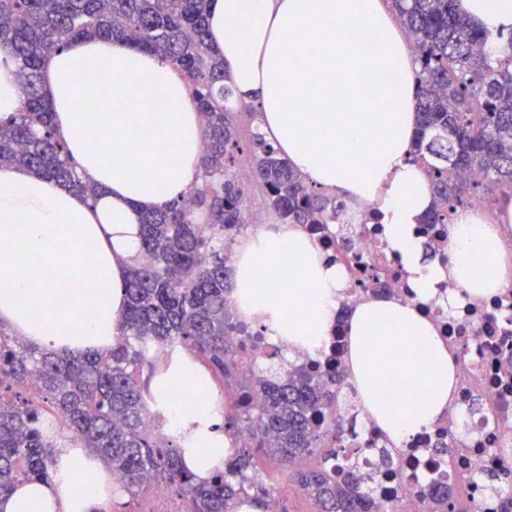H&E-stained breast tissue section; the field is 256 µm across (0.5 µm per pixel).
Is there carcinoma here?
Here are the masks:
<instances>
[{
  "mask_svg": "<svg viewBox=\"0 0 512 512\" xmlns=\"http://www.w3.org/2000/svg\"><path fill=\"white\" fill-rule=\"evenodd\" d=\"M211 0H0V48L17 63L24 99L0 119V169L26 166L90 197L57 132L41 88L46 57L74 40L104 37L160 54L183 71L203 123L200 175L189 195L142 218L137 259L125 282L124 336L110 350L78 356L47 352L0 328V496L21 481L49 483L56 448L48 418L67 426L99 456L117 485L134 495L148 480L176 487L187 512H234L244 498L268 497L264 483L243 488L256 469L252 448L224 460V471L198 484L178 448L145 425L143 366L180 346L210 374L238 385L236 403L221 406L224 429L258 419L253 448L288 462L318 448L333 427L326 465L295 471L320 512H367V491L352 473L336 478L341 424L327 422L344 383L340 373L242 376L225 344L236 330L226 300L224 233L249 224L244 188L233 174L245 156L282 224H334L347 204L309 184L261 131L252 111L250 137L234 120L224 59L208 45ZM420 71L411 160L426 164L433 203L425 223L446 224L467 190L512 192V29L490 33L462 17L456 0H391ZM421 512H461L448 488L420 502Z\"/></svg>",
  "mask_w": 512,
  "mask_h": 512,
  "instance_id": "carcinoma-1",
  "label": "carcinoma"
}]
</instances>
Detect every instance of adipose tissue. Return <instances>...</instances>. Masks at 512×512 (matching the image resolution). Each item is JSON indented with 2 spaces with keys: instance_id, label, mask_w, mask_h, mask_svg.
Masks as SVG:
<instances>
[{
  "instance_id": "adipose-tissue-1",
  "label": "adipose tissue",
  "mask_w": 512,
  "mask_h": 512,
  "mask_svg": "<svg viewBox=\"0 0 512 512\" xmlns=\"http://www.w3.org/2000/svg\"><path fill=\"white\" fill-rule=\"evenodd\" d=\"M457 8L490 32L512 28V0H457ZM209 30L236 102L258 110L267 137L313 185L350 204H376L423 297L449 279L475 300L498 294L512 273L502 235L512 200L492 218L456 210L446 264L422 262L410 236L432 195L410 161L416 63L382 0H212ZM42 88L70 156L99 194L89 199L25 168L0 171V320L48 350H105L121 335L143 213L186 197L200 171L199 109L167 60L101 38L51 54ZM103 101L109 109L92 111ZM478 256L497 275L479 272ZM343 286L341 269L301 225L268 224L238 243L228 301L270 341L315 356ZM347 334L352 384L392 441H410L447 411L451 357L413 307L364 302L350 312ZM152 388L173 426L194 429L199 450L184 460L208 481L230 449L209 378L191 364ZM59 468L54 485L24 482L0 496V512H106L113 490L99 461L66 448Z\"/></svg>"
}]
</instances>
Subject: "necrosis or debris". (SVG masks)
<instances>
[{
  "mask_svg": "<svg viewBox=\"0 0 512 512\" xmlns=\"http://www.w3.org/2000/svg\"><path fill=\"white\" fill-rule=\"evenodd\" d=\"M374 204L361 203L340 224H309L306 232L329 260L338 264L346 286L340 301L348 309L385 296L409 303L432 322L454 363L455 387L447 412L411 442L395 445L379 429L354 394L341 399L337 411L345 471L357 474L369 493L370 512H403L434 488L464 493L475 512H512V499L485 482L512 476V282L493 298H461L451 281L435 296L420 298L400 255L388 248ZM457 297L449 305V297ZM243 374L261 363L285 367L319 365L347 372L349 339L344 327L333 330L318 356L241 335L229 337ZM392 457L400 473L384 466Z\"/></svg>",
  "mask_w": 512,
  "mask_h": 512,
  "instance_id": "obj_1",
  "label": "necrosis or debris"
}]
</instances>
